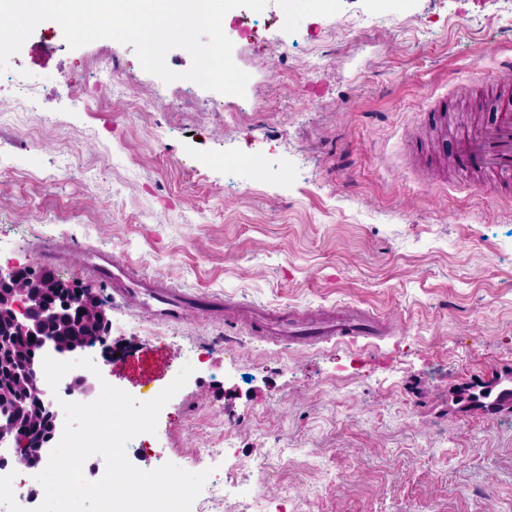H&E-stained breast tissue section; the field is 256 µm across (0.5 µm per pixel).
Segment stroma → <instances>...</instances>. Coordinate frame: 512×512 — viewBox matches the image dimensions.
Listing matches in <instances>:
<instances>
[{
  "mask_svg": "<svg viewBox=\"0 0 512 512\" xmlns=\"http://www.w3.org/2000/svg\"><path fill=\"white\" fill-rule=\"evenodd\" d=\"M270 0L241 7L250 75L242 109L157 76L113 41L70 49L41 22L0 76L37 109L0 126V241L41 270V244L73 251L54 273L93 287L111 322L103 378L135 399L192 366L133 438L131 463L209 471L230 496L206 512H245L253 487L286 512H512V413H452L468 384L512 374V178L458 170L452 136L495 111L512 83V0ZM117 54L122 86L83 109L93 61ZM449 101L448 138L428 112ZM254 168L230 178L224 157ZM64 211L44 224V210ZM190 293L298 311L352 305L386 321L380 348L276 345L196 309L157 321L92 283L83 248ZM207 464L197 448H223ZM297 449L287 463L273 448Z\"/></svg>",
  "mask_w": 512,
  "mask_h": 512,
  "instance_id": "stroma-1",
  "label": "stroma"
}]
</instances>
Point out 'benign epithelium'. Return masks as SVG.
I'll return each instance as SVG.
<instances>
[{"instance_id":"obj_1","label":"benign epithelium","mask_w":512,"mask_h":512,"mask_svg":"<svg viewBox=\"0 0 512 512\" xmlns=\"http://www.w3.org/2000/svg\"><path fill=\"white\" fill-rule=\"evenodd\" d=\"M51 293L76 306V322L107 326L102 305L91 300L92 293L76 285L46 276L24 286L16 282L13 270L0 271V373L10 369L9 354L28 350L27 397L16 398L15 387L0 382V447L12 451L13 463L22 464L32 455L46 453L55 437V413L46 392L36 383L42 353L29 350L26 337L40 333L42 324L54 316L45 301Z\"/></svg>"}]
</instances>
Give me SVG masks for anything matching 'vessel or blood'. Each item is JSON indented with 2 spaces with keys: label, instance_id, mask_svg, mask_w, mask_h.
Returning <instances> with one entry per match:
<instances>
[{
  "label": "vessel or blood",
  "instance_id": "b4317fda",
  "mask_svg": "<svg viewBox=\"0 0 512 512\" xmlns=\"http://www.w3.org/2000/svg\"><path fill=\"white\" fill-rule=\"evenodd\" d=\"M453 155L457 166L467 172L512 174V101L501 100L493 119L478 134L456 137ZM84 267L93 281L112 286L127 306L167 321L180 320L185 312L204 302L203 297L159 279L131 277L126 265L108 253H86ZM257 327L259 334H274L279 341L296 346L331 341L370 344L382 334L374 314L350 306L302 314L285 310L263 316Z\"/></svg>",
  "mask_w": 512,
  "mask_h": 512
}]
</instances>
